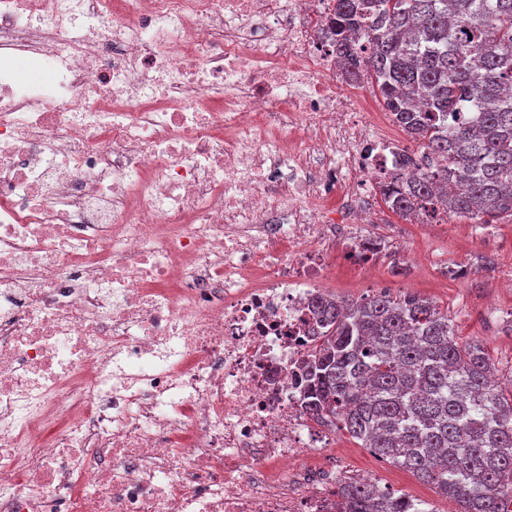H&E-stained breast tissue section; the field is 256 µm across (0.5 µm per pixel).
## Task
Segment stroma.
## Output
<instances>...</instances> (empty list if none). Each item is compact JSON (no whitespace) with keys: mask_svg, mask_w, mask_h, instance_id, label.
I'll list each match as a JSON object with an SVG mask.
<instances>
[{"mask_svg":"<svg viewBox=\"0 0 512 512\" xmlns=\"http://www.w3.org/2000/svg\"><path fill=\"white\" fill-rule=\"evenodd\" d=\"M372 209L373 230L387 239L385 252L364 273L336 251L325 288L351 301L408 292L434 301L448 312L461 338L487 349L501 384L512 383V290L503 287L512 281V218L491 224L459 217L449 223L410 224L383 202ZM410 251L423 256L422 265L406 264ZM325 455L345 459L351 472L373 476L381 488L424 501L428 512H446L449 506L432 485L378 458L346 432L336 433Z\"/></svg>","mask_w":512,"mask_h":512,"instance_id":"35a3bbf8","label":"stroma"}]
</instances>
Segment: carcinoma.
Instances as JSON below:
<instances>
[{
  "label": "carcinoma",
  "instance_id": "1",
  "mask_svg": "<svg viewBox=\"0 0 512 512\" xmlns=\"http://www.w3.org/2000/svg\"><path fill=\"white\" fill-rule=\"evenodd\" d=\"M336 64L362 75L420 141L418 176L383 189L394 214L512 217V0H335ZM465 112V119L457 113ZM305 410L434 486L459 512H512V389L483 345L413 294L314 300ZM352 512H429L350 481Z\"/></svg>",
  "mask_w": 512,
  "mask_h": 512
}]
</instances>
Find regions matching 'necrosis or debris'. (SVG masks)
<instances>
[{
    "label": "necrosis or debris",
    "instance_id": "obj_1",
    "mask_svg": "<svg viewBox=\"0 0 512 512\" xmlns=\"http://www.w3.org/2000/svg\"><path fill=\"white\" fill-rule=\"evenodd\" d=\"M333 4L0 0V512H336L310 302L420 145Z\"/></svg>",
    "mask_w": 512,
    "mask_h": 512
}]
</instances>
